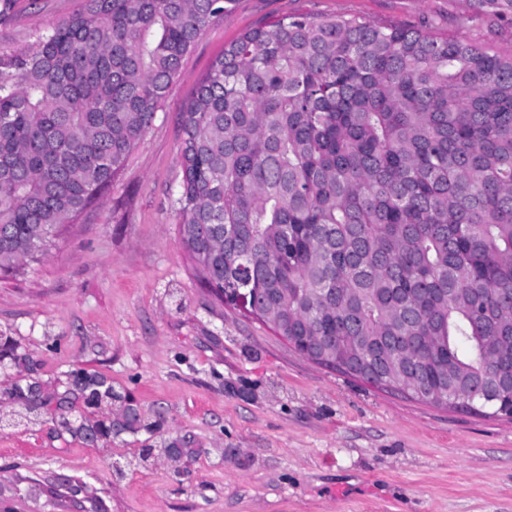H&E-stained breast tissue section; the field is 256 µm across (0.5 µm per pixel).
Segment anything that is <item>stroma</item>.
<instances>
[{
  "instance_id": "obj_1",
  "label": "stroma",
  "mask_w": 512,
  "mask_h": 512,
  "mask_svg": "<svg viewBox=\"0 0 512 512\" xmlns=\"http://www.w3.org/2000/svg\"><path fill=\"white\" fill-rule=\"evenodd\" d=\"M78 0H15L0 48L31 49ZM358 17L512 56V18L465 0H234L186 56L153 127L48 252L0 270V499L19 512H512V417L414 400L299 354L208 288L179 235V114L225 45L261 20ZM138 409L87 443L76 373ZM36 386L27 411L13 386ZM187 438L193 453L164 447ZM150 449L141 459L142 449ZM70 477L51 504L56 475Z\"/></svg>"
}]
</instances>
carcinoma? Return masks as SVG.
<instances>
[{
    "mask_svg": "<svg viewBox=\"0 0 512 512\" xmlns=\"http://www.w3.org/2000/svg\"><path fill=\"white\" fill-rule=\"evenodd\" d=\"M234 0H80L0 48V269L43 254ZM512 15V0H468ZM179 233L229 305L419 401L512 416V57L363 19L264 20L180 114Z\"/></svg>",
    "mask_w": 512,
    "mask_h": 512,
    "instance_id": "carcinoma-1",
    "label": "carcinoma"
}]
</instances>
